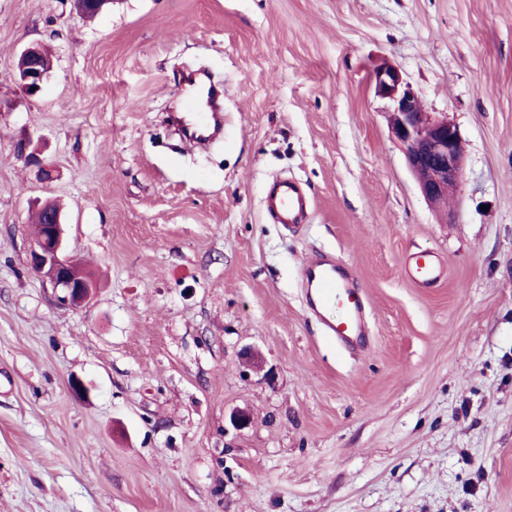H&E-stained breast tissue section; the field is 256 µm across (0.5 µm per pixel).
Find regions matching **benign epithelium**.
Segmentation results:
<instances>
[{"label": "benign epithelium", "mask_w": 512, "mask_h": 512, "mask_svg": "<svg viewBox=\"0 0 512 512\" xmlns=\"http://www.w3.org/2000/svg\"><path fill=\"white\" fill-rule=\"evenodd\" d=\"M18 56L25 58L21 74L14 81L28 96L37 95L50 71L44 69L41 46L30 44ZM375 93L389 101L387 123L392 137L401 147L406 163L416 178L427 203L453 219L449 202L459 191L464 150L457 127L446 118H434L425 112L421 101L404 81L400 69L387 63L372 75ZM50 245L33 243L28 254L29 269L52 289L62 305L81 307L95 294V283L83 264L67 253L65 225H47Z\"/></svg>", "instance_id": "obj_1"}]
</instances>
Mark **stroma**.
Wrapping results in <instances>:
<instances>
[{
    "mask_svg": "<svg viewBox=\"0 0 512 512\" xmlns=\"http://www.w3.org/2000/svg\"><path fill=\"white\" fill-rule=\"evenodd\" d=\"M385 62L460 132L453 223L389 132ZM191 70L224 87L207 150L166 120ZM277 176L302 227L266 217ZM47 201L86 307L27 265ZM420 251L447 262L427 290ZM317 252L359 275L361 349L309 313ZM0 512H512V0H0ZM41 50L42 48L39 44L33 43L17 54V58L24 57L27 64L24 67V72L18 74L15 71L13 78L27 96L37 95L45 80L50 76L51 68L50 70H45L43 67ZM32 87H35L34 91H31ZM264 207L274 224H302L310 209V199L301 184L291 178H278L269 186ZM441 259L431 252H419L408 256L404 275L416 284L428 287L436 282L441 273Z\"/></svg>",
    "mask_w": 512,
    "mask_h": 512,
    "instance_id": "1",
    "label": "stroma"
}]
</instances>
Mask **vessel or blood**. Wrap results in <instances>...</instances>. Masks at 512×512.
Wrapping results in <instances>:
<instances>
[{
	"label": "vessel or blood",
	"instance_id": "vessel-or-blood-1",
	"mask_svg": "<svg viewBox=\"0 0 512 512\" xmlns=\"http://www.w3.org/2000/svg\"><path fill=\"white\" fill-rule=\"evenodd\" d=\"M206 104V112L175 119L183 138L196 146L206 145L224 127L219 99L207 96ZM264 207L273 223L296 226L306 219L310 199L298 181L284 177L269 186ZM441 266L437 255L419 252L408 256L403 271L407 278L427 287L439 279ZM301 281L309 295L310 310L326 336L344 348L364 345L366 300L357 285L356 272L337 263L335 257L317 253L303 261Z\"/></svg>",
	"mask_w": 512,
	"mask_h": 512
}]
</instances>
